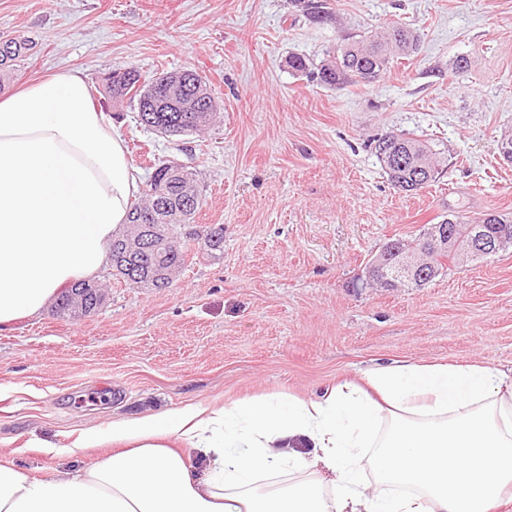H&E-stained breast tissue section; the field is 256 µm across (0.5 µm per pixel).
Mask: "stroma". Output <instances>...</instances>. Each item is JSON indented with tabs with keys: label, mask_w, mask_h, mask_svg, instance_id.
<instances>
[{
	"label": "stroma",
	"mask_w": 512,
	"mask_h": 512,
	"mask_svg": "<svg viewBox=\"0 0 512 512\" xmlns=\"http://www.w3.org/2000/svg\"><path fill=\"white\" fill-rule=\"evenodd\" d=\"M0 0V36L34 48L10 87L83 70L140 180L168 159L199 178L193 225L168 288L112 279L93 315L44 308L0 332V459L31 476L111 455H48L41 442L112 420L271 393L317 396L401 361L512 369V249L455 265L422 288H365L368 259L453 214H512V0ZM414 30L417 53L375 83L332 88L295 73L348 32ZM467 66L456 71L457 59ZM142 82L192 69L223 112L205 133L168 138L102 93L106 68ZM440 154L436 182L394 188L370 144L386 131Z\"/></svg>",
	"instance_id": "obj_1"
}]
</instances>
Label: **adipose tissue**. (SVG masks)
<instances>
[{"instance_id":"adipose-tissue-1","label":"adipose tissue","mask_w":512,"mask_h":512,"mask_svg":"<svg viewBox=\"0 0 512 512\" xmlns=\"http://www.w3.org/2000/svg\"><path fill=\"white\" fill-rule=\"evenodd\" d=\"M139 192L86 76L0 96V330L94 279ZM74 473L0 462V512H498L512 500V375L403 361L315 399L189 405L78 435Z\"/></svg>"}]
</instances>
